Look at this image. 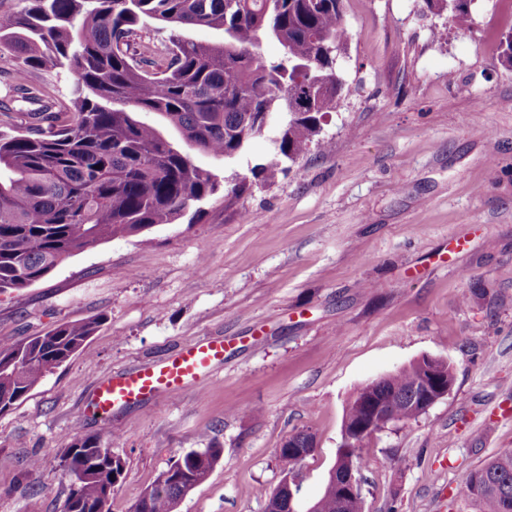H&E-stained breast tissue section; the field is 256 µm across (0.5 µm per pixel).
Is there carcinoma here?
<instances>
[{
  "label": "carcinoma",
  "instance_id": "1",
  "mask_svg": "<svg viewBox=\"0 0 512 512\" xmlns=\"http://www.w3.org/2000/svg\"><path fill=\"white\" fill-rule=\"evenodd\" d=\"M19 13L0 20V44L17 59L13 81L29 110L26 131L0 130V291L21 290L42 280L88 245L172 224L185 209L218 190L217 176L194 164L190 151L232 160L261 135L275 109L288 123L278 150L251 169L264 181L304 154L320 119L336 107L342 82L335 52L343 44L344 0H23ZM446 9L463 27L471 0H426ZM148 17L167 33L157 43L137 41ZM191 27L220 30V43L181 35ZM282 47L268 60L265 39ZM66 67L79 95L69 112L30 91L33 68ZM157 115L174 128L179 146L140 114ZM104 322L101 315L66 322L25 341L0 345V413L9 411L45 377L76 354ZM22 366L21 373L16 367ZM415 363L376 379L362 390L401 422L416 419ZM283 442L280 460L292 474L316 443L306 431ZM364 439L337 455L360 470ZM112 440L76 436L63 455L65 476L79 475L64 512H92L124 477L126 463ZM217 446L191 450L161 474L185 476L158 490L150 485L146 512H178L182 500L206 482L221 462ZM458 497L475 512H512V450L464 478ZM359 494L341 504L327 482L317 512H363Z\"/></svg>",
  "mask_w": 512,
  "mask_h": 512
}]
</instances>
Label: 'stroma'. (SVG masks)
<instances>
[{"label": "stroma", "instance_id": "stroma-1", "mask_svg": "<svg viewBox=\"0 0 512 512\" xmlns=\"http://www.w3.org/2000/svg\"><path fill=\"white\" fill-rule=\"evenodd\" d=\"M460 28L425 0H344L343 86L324 146L226 206L81 251L29 288L0 292V344L103 316L76 355L0 414V512H62L73 436L120 438L129 512L169 461L219 445L221 463L179 512H265L289 435L310 431L302 504L322 494L355 392L423 356L454 383L415 420L362 449L364 512H474L470 472L512 449V70L500 40L512 0H473ZM70 106L60 68L31 71ZM273 114L237 159L194 163L229 181L273 154ZM466 231L464 246L454 236ZM220 337L221 367L186 392L87 411L98 384Z\"/></svg>", "mask_w": 512, "mask_h": 512}]
</instances>
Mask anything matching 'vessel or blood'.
Listing matches in <instances>:
<instances>
[{
    "label": "vessel or blood",
    "mask_w": 512,
    "mask_h": 512,
    "mask_svg": "<svg viewBox=\"0 0 512 512\" xmlns=\"http://www.w3.org/2000/svg\"><path fill=\"white\" fill-rule=\"evenodd\" d=\"M224 362V342L206 338L181 348L164 360L102 381L89 411L108 417L115 407L181 393Z\"/></svg>",
    "instance_id": "obj_1"
}]
</instances>
